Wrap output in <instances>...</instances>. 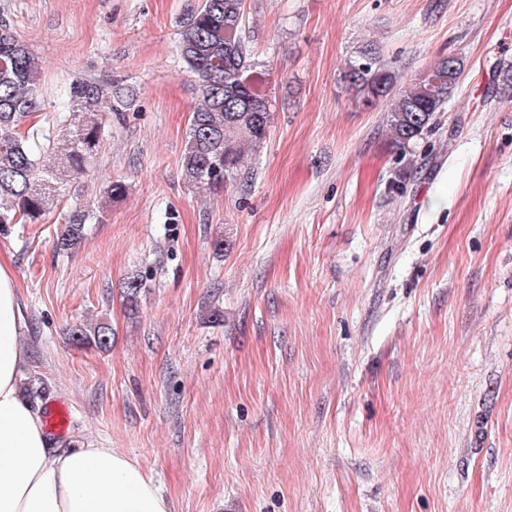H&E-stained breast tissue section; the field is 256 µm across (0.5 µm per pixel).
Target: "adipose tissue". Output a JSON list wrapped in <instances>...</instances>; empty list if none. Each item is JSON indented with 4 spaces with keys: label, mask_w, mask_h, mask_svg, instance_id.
<instances>
[{
    "label": "adipose tissue",
    "mask_w": 512,
    "mask_h": 512,
    "mask_svg": "<svg viewBox=\"0 0 512 512\" xmlns=\"http://www.w3.org/2000/svg\"><path fill=\"white\" fill-rule=\"evenodd\" d=\"M24 326L13 272L0 262V512H169L152 478L127 455L50 441L20 393Z\"/></svg>",
    "instance_id": "1"
}]
</instances>
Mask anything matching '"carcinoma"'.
<instances>
[{
	"mask_svg": "<svg viewBox=\"0 0 512 512\" xmlns=\"http://www.w3.org/2000/svg\"><path fill=\"white\" fill-rule=\"evenodd\" d=\"M177 54L198 86L200 102L191 112L181 158L184 180L214 195L237 181L247 150L269 135L272 101L263 72L252 58L245 27V0H201L181 22ZM461 63L438 60L417 83L391 103L387 123L401 149L422 138L435 123L457 87ZM41 67L38 57L5 18H0V224H39L60 195L64 183L92 161L103 136V119L129 106L130 89L122 79H84L68 92V115L55 136L23 132L38 108ZM344 80L368 106L387 96L395 73L373 49L350 60ZM103 219L91 206L70 211L56 249L70 253L86 238V225ZM147 284L132 275L123 288L128 314L139 313ZM71 345L107 349L112 328L107 322H74L66 329Z\"/></svg>",
	"mask_w": 512,
	"mask_h": 512,
	"instance_id": "carcinoma-1",
	"label": "carcinoma"
}]
</instances>
